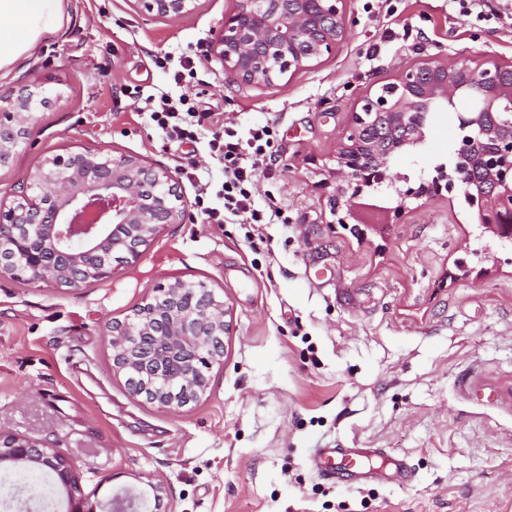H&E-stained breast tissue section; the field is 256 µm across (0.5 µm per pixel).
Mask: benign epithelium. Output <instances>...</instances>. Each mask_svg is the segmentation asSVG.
Instances as JSON below:
<instances>
[{
	"mask_svg": "<svg viewBox=\"0 0 512 512\" xmlns=\"http://www.w3.org/2000/svg\"><path fill=\"white\" fill-rule=\"evenodd\" d=\"M136 12L161 19L195 13L200 0H126ZM347 0H233L214 32L211 57L227 83L274 87L311 67L347 35ZM505 61L443 55L403 68L392 91L356 104L341 132L335 174L355 185L354 196L385 184L400 214L406 200L458 189L477 209L492 239L512 244V85L500 82ZM17 89L0 95V169L10 168L38 113L54 98L24 72ZM454 111L459 130L451 172L415 190L390 173L391 158L423 144L435 110ZM383 116L405 131L392 145L364 142L363 131ZM173 171L136 155L82 149L53 154L16 184L15 200L0 201V273L13 279L72 288L112 278L114 263L137 261L170 224L181 223ZM229 307L203 282L160 284L122 321L109 326L112 370L126 378L132 398L180 408L203 397L210 371L231 333ZM23 478L48 474L66 494V512H137L127 493L95 504L80 492L68 460L46 442L0 433V466Z\"/></svg>",
	"mask_w": 512,
	"mask_h": 512,
	"instance_id": "1",
	"label": "benign epithelium"
}]
</instances>
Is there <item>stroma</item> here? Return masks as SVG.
I'll list each match as a JSON object with an SVG mask.
<instances>
[{
    "label": "stroma",
    "mask_w": 512,
    "mask_h": 512,
    "mask_svg": "<svg viewBox=\"0 0 512 512\" xmlns=\"http://www.w3.org/2000/svg\"><path fill=\"white\" fill-rule=\"evenodd\" d=\"M347 2V38L275 88H228L209 42L232 0L152 19L126 0H63L64 22L13 73L56 96L0 171V199L43 157L101 149L177 175L183 223L107 282L59 289L0 275V430L49 438L90 501L163 484L164 512H512V247L489 245L459 192L409 201L364 190L382 216L346 219L330 177L356 102L428 55L512 59V27L460 18L454 0H396L387 24ZM408 23L420 38H381ZM193 75L174 82L184 58ZM200 96L239 123L273 130L260 193L284 224H205L197 198L222 206L223 174L194 143L168 141L142 109L151 94ZM457 128L435 113L425 144L396 156L409 187L452 167ZM206 283L232 332L206 395L170 411L134 400L112 371L108 327L155 285ZM318 448L404 461L369 477L329 478Z\"/></svg>",
    "instance_id": "35a3bbf8"
}]
</instances>
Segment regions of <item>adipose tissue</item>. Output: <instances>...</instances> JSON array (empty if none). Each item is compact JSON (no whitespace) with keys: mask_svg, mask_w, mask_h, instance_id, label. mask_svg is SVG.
Returning <instances> with one entry per match:
<instances>
[{"mask_svg":"<svg viewBox=\"0 0 512 512\" xmlns=\"http://www.w3.org/2000/svg\"><path fill=\"white\" fill-rule=\"evenodd\" d=\"M63 23V0H0V71L33 54Z\"/></svg>","mask_w":512,"mask_h":512,"instance_id":"1","label":"adipose tissue"}]
</instances>
